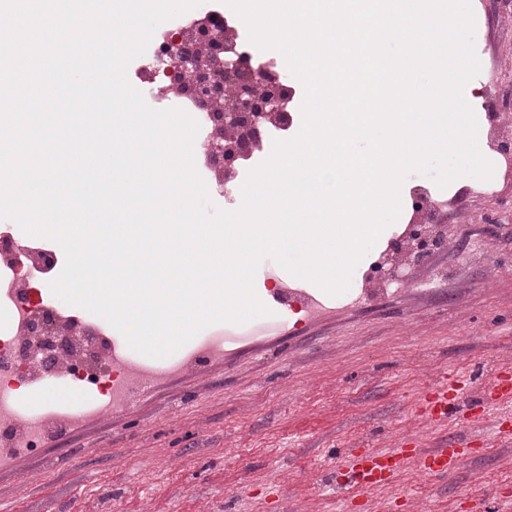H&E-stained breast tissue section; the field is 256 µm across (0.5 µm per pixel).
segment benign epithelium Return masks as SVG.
<instances>
[{
    "instance_id": "1",
    "label": "benign epithelium",
    "mask_w": 512,
    "mask_h": 512,
    "mask_svg": "<svg viewBox=\"0 0 512 512\" xmlns=\"http://www.w3.org/2000/svg\"><path fill=\"white\" fill-rule=\"evenodd\" d=\"M233 39V31L228 28L218 35L180 31L168 40L164 49L174 66L172 87L181 93L200 96L207 102L212 131L205 152L226 174L235 170L248 144L259 142L262 126L285 118L278 99L287 91L285 85L259 77L250 70L228 71L222 54ZM440 245V234L430 228L418 245L395 248L394 272L416 265L421 258V248L430 250ZM4 252L24 272L20 295L33 304V322L17 368L18 379L29 381L37 371H54L50 359L52 341H59L69 351L73 350V344L62 332L57 319L45 313L37 289L30 286L32 271L47 272L54 262L42 251L29 246L9 244Z\"/></svg>"
}]
</instances>
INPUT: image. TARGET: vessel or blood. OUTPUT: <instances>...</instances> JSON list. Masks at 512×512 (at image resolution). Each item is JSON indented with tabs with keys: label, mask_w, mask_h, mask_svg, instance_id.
I'll list each match as a JSON object with an SVG mask.
<instances>
[{
	"label": "vessel or blood",
	"mask_w": 512,
	"mask_h": 512,
	"mask_svg": "<svg viewBox=\"0 0 512 512\" xmlns=\"http://www.w3.org/2000/svg\"><path fill=\"white\" fill-rule=\"evenodd\" d=\"M464 408L478 409L481 419L499 428L502 444L512 445V430L504 426L512 417V378L506 372L494 373L477 388L457 379L439 381L429 388L417 411L432 427L440 428ZM471 455L467 441L456 439L431 448L419 442L412 448L399 443L361 452L351 449L342 455L336 467L335 485L340 490L356 486L371 495L379 489L393 487L399 475L408 469L433 477L454 474Z\"/></svg>",
	"instance_id": "vessel-or-blood-1"
}]
</instances>
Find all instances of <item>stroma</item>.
Returning a JSON list of instances; mask_svg holds the SVG:
<instances>
[{
  "label": "stroma",
  "instance_id": "35a3bbf8",
  "mask_svg": "<svg viewBox=\"0 0 512 512\" xmlns=\"http://www.w3.org/2000/svg\"><path fill=\"white\" fill-rule=\"evenodd\" d=\"M480 109L512 142V0H474ZM429 216L486 244L435 252L410 285L325 296L318 317L280 314L222 360L152 383L121 409L50 434L0 464V512H369L357 488H330L346 448L421 431L413 406L445 372L480 382L512 365V172L494 188L444 189ZM456 474L401 476L386 512H497L512 468L488 431Z\"/></svg>",
  "mask_w": 512,
  "mask_h": 512
}]
</instances>
